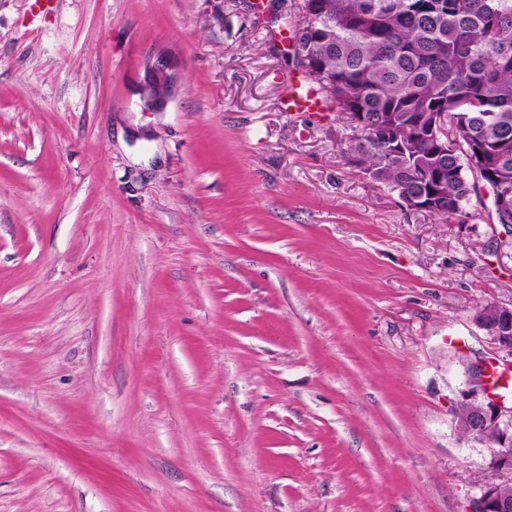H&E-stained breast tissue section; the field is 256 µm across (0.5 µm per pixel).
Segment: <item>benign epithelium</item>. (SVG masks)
<instances>
[{
  "label": "benign epithelium",
  "instance_id": "7a95c632",
  "mask_svg": "<svg viewBox=\"0 0 512 512\" xmlns=\"http://www.w3.org/2000/svg\"><path fill=\"white\" fill-rule=\"evenodd\" d=\"M153 79L169 81L170 91L159 103L140 101L143 112L164 111L178 89L177 74L162 56L146 67L141 84ZM436 197L438 194L434 191L428 196L408 191L400 195L405 206L413 210L432 208ZM473 322L502 353V362L512 365V306L482 305L476 308ZM485 371L482 362L468 366L467 386L461 392L458 408L464 410L466 436L492 448L490 468L512 475V403L487 391ZM469 512H512V478L485 484L480 495L472 501Z\"/></svg>",
  "mask_w": 512,
  "mask_h": 512
}]
</instances>
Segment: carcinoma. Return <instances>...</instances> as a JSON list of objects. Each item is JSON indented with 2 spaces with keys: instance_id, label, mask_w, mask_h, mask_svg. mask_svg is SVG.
Segmentation results:
<instances>
[{
  "instance_id": "1",
  "label": "carcinoma",
  "mask_w": 512,
  "mask_h": 512,
  "mask_svg": "<svg viewBox=\"0 0 512 512\" xmlns=\"http://www.w3.org/2000/svg\"><path fill=\"white\" fill-rule=\"evenodd\" d=\"M293 56L340 113L364 114L345 152L392 190L443 199L429 212L467 216L486 182L512 195V0H303L291 26ZM417 112H444L436 129L448 153L414 142ZM408 144L381 153V129Z\"/></svg>"
}]
</instances>
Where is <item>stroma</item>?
<instances>
[{"label":"stroma","mask_w":512,"mask_h":512,"mask_svg":"<svg viewBox=\"0 0 512 512\" xmlns=\"http://www.w3.org/2000/svg\"><path fill=\"white\" fill-rule=\"evenodd\" d=\"M262 0H0V512H468L512 304L489 191L407 209ZM159 55L179 88L141 112ZM473 322L503 354L505 365H512V306L488 303L477 307Z\"/></svg>","instance_id":"obj_1"}]
</instances>
